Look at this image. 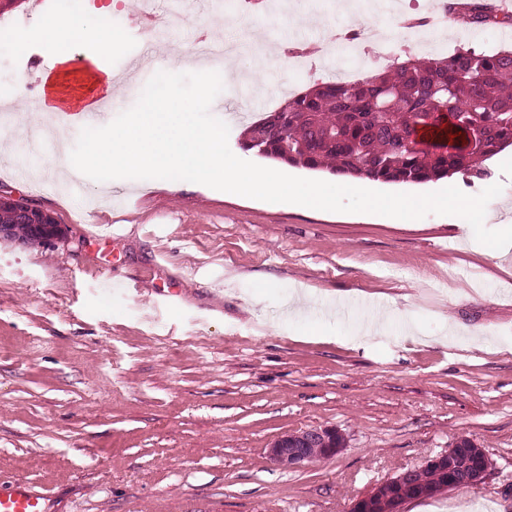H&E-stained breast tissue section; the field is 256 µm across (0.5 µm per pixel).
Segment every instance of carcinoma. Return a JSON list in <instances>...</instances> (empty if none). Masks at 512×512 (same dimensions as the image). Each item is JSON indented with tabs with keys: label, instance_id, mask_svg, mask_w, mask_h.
Listing matches in <instances>:
<instances>
[{
	"label": "carcinoma",
	"instance_id": "1",
	"mask_svg": "<svg viewBox=\"0 0 512 512\" xmlns=\"http://www.w3.org/2000/svg\"><path fill=\"white\" fill-rule=\"evenodd\" d=\"M473 28L498 22L489 0L464 6ZM459 144L443 140L451 135ZM242 146L262 158L309 170L389 184H424L456 174L482 178L483 162L512 146V49L459 48L450 56H411L395 71L355 83L314 81L241 133ZM10 237L31 238L0 206ZM470 451L448 465H424L380 492L374 512L396 498L464 489ZM458 480L449 485L448 473Z\"/></svg>",
	"mask_w": 512,
	"mask_h": 512
}]
</instances>
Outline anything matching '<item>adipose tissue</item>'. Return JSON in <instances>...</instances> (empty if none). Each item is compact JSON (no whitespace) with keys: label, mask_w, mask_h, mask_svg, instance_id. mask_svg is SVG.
I'll return each instance as SVG.
<instances>
[{"label":"adipose tissue","mask_w":512,"mask_h":512,"mask_svg":"<svg viewBox=\"0 0 512 512\" xmlns=\"http://www.w3.org/2000/svg\"><path fill=\"white\" fill-rule=\"evenodd\" d=\"M80 32L84 41L96 45L100 53L119 48L121 35L106 27L99 8L65 18L47 17L40 23V36L51 46L64 42L69 32ZM71 57L56 54L52 69L41 71L43 110L40 123L59 134L58 153L68 169L89 166L122 171L151 169L159 173L189 171L179 188L193 190L203 186L215 192L258 198L265 201L287 199L307 210H328L336 205L335 196L323 187L294 179L288 165L275 170L253 168L241 171L224 155L222 133L215 127L199 126L195 115L186 108L166 111L158 105L148 106L126 125L108 128L90 141L79 158H71L67 124L72 116L67 109L80 105L93 110L99 96H111L112 76L101 70L95 59H88L81 70L70 69ZM342 192L362 197L367 209L401 221L415 220L429 208H453L469 220L487 218L486 202L460 194L444 192L435 196H392L375 193L368 181L346 179L340 182Z\"/></svg>","instance_id":"ef3b65f1"}]
</instances>
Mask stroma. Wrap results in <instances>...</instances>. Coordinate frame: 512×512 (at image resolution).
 <instances>
[{
    "instance_id": "stroma-1",
    "label": "stroma",
    "mask_w": 512,
    "mask_h": 512,
    "mask_svg": "<svg viewBox=\"0 0 512 512\" xmlns=\"http://www.w3.org/2000/svg\"><path fill=\"white\" fill-rule=\"evenodd\" d=\"M85 3L111 5L124 42L103 58L118 82L112 107L70 126L73 155L147 103L180 102L221 129L227 157L262 165L240 134L306 77L273 55L257 83L274 102L215 82L200 96L201 69L170 57L199 35L229 38L209 26L213 0H194L176 40L149 42L139 0ZM296 9L319 24L265 20L272 42H316L353 22L330 2ZM68 12V0L0 8L18 27L0 38V196L24 198L65 234L50 245L0 239V477L42 489L46 512H349L466 438L490 460L485 479L428 505L512 512V249L483 251L512 225V153L486 160V178L457 176L460 194L495 213L470 225L445 209L402 223L347 194L330 211L213 197L160 187L153 171L89 169L61 195L48 187L60 176L55 145L18 133L42 108L33 61L55 56L39 24ZM19 89L24 108L9 111ZM16 163L46 187L15 180ZM97 233L110 237L105 270ZM301 288L313 312L292 323L282 309ZM372 305L388 318L356 342ZM455 321L468 334L450 335ZM315 428L339 431L343 449L294 469L270 459L278 437Z\"/></svg>"
}]
</instances>
